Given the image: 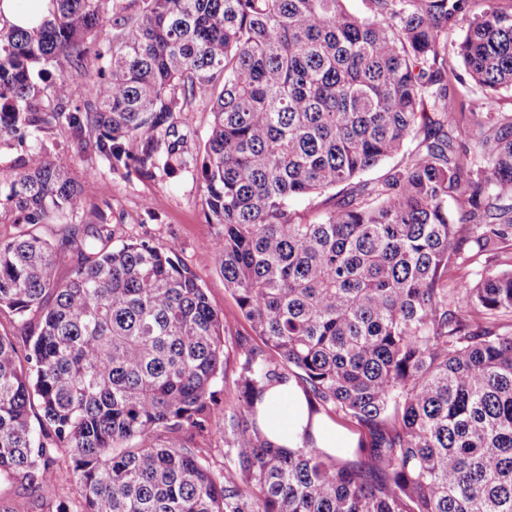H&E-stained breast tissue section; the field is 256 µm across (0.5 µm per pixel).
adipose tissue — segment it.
Returning a JSON list of instances; mask_svg holds the SVG:
<instances>
[{
  "label": "adipose tissue",
  "instance_id": "1",
  "mask_svg": "<svg viewBox=\"0 0 512 512\" xmlns=\"http://www.w3.org/2000/svg\"><path fill=\"white\" fill-rule=\"evenodd\" d=\"M51 9V0H0V22L29 29L40 24ZM258 426L280 448L301 447L308 435L316 447L329 451L347 444L325 415L310 413L304 393L288 382L267 390L259 407Z\"/></svg>",
  "mask_w": 512,
  "mask_h": 512
}]
</instances>
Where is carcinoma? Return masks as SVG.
<instances>
[{"label":"carcinoma","mask_w":512,"mask_h":512,"mask_svg":"<svg viewBox=\"0 0 512 512\" xmlns=\"http://www.w3.org/2000/svg\"><path fill=\"white\" fill-rule=\"evenodd\" d=\"M345 2L52 0L39 27H0V149L16 153L0 224L22 227L0 236V308L29 348L0 335V482L31 490L29 512H512V114L495 111L512 7L487 0L455 69L448 30L471 0ZM457 84L483 91L467 114ZM202 106L198 146L177 118ZM55 132L127 177L194 172L222 226L212 256L262 345L219 471L191 442L215 433L224 319L176 242L110 248L103 217L76 223L95 173L36 152ZM337 187L317 221L292 206ZM78 236L60 283L56 250ZM481 261L497 270L474 277ZM291 380L368 432L355 462L258 428Z\"/></svg>","instance_id":"carcinoma-1"}]
</instances>
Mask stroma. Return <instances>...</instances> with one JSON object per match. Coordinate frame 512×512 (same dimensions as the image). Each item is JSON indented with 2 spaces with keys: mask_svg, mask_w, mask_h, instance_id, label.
Segmentation results:
<instances>
[{
  "mask_svg": "<svg viewBox=\"0 0 512 512\" xmlns=\"http://www.w3.org/2000/svg\"><path fill=\"white\" fill-rule=\"evenodd\" d=\"M94 168L97 177L93 192L85 203V219L103 214L111 224L113 244L137 238H150L157 244L177 241L180 256L195 273L197 282L208 296L212 308L224 319L227 332L224 352L227 362L224 378L216 385V398L222 407L230 406L244 361V351L259 345L249 322L224 287L217 262H204L218 231L207 223L201 204V188L195 174L183 172L172 177L125 178L110 170L107 162L88 157L79 160L78 170ZM152 206L157 218L149 220L145 206Z\"/></svg>",
  "mask_w": 512,
  "mask_h": 512,
  "instance_id": "1",
  "label": "stroma"
}]
</instances>
